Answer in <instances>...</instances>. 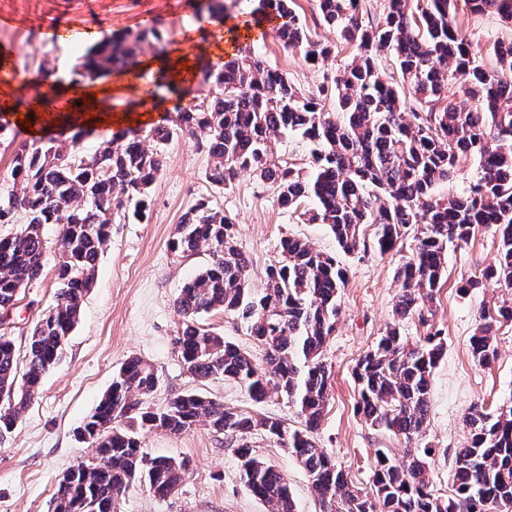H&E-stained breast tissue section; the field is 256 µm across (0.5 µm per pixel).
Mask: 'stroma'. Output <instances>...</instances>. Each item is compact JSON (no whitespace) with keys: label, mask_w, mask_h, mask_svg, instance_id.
<instances>
[{"label":"stroma","mask_w":512,"mask_h":512,"mask_svg":"<svg viewBox=\"0 0 512 512\" xmlns=\"http://www.w3.org/2000/svg\"><path fill=\"white\" fill-rule=\"evenodd\" d=\"M227 15L215 20L203 0H0V66L11 64L26 82L23 90L0 88V97L24 99L29 109L47 113L62 88L72 86L74 70L89 45L99 39L135 31L153 23L168 35L167 51L192 61L226 52L229 29L244 24L256 0H224ZM296 10L315 39L334 43L335 55L322 67L308 66L300 53L284 49L274 32L255 39L253 48L271 65L286 73L304 91L315 90L324 72L341 68L352 55L351 46L326 29L315 12L314 0H296ZM457 23L483 58L488 69L496 62L488 49L495 40L512 39V19L486 12L470 13L459 6ZM0 198L13 188L12 156L18 142L29 140L13 113L0 112ZM164 166L147 200V217L112 223L110 242L101 254L93 284L85 295L78 322L69 336L63 359L42 379L38 397L11 431L0 434V512H51V497L61 475L93 451L78 441L75 431L112 383L127 358L136 356L154 368L159 383L147 399L151 408L164 407L174 396L197 390L241 412L258 413L296 424L295 409L283 397L256 402L233 382L198 381L190 376L174 352V339L183 318L175 307L180 288L209 262L207 252L183 257L170 248L181 215L201 199L211 200L235 222L239 243L251 260V288L261 289L266 269L280 256L286 237L308 240L317 249L334 253L333 235L283 210L277 193L249 174H240L229 188L207 179L211 160L194 141L176 137L164 149ZM49 254L42 277L22 289L18 301L0 325V334L25 353L28 332L56 303V264L61 227L43 228ZM497 252L492 230L479 228L467 244L448 249V279L432 306L430 323L442 329L446 352L436 367L430 394V413L424 433L412 443L376 430L356 410L357 387L352 371L394 320L398 293L395 271L399 254L379 256L357 252L343 256L348 280L338 303L336 331L323 358L332 367L327 412L317 435L360 488H368L373 451L390 449L405 460L407 448L428 449L427 462L436 488L449 494L452 453L467 432L463 418L469 408L484 404L495 409L512 400V321L497 332L498 358L479 366L470 338L482 307L512 305V288L494 282L470 293L459 291L462 279L480 274ZM429 323V324H430ZM256 455L274 464L288 479L297 512H315L308 477L286 451L255 435ZM148 456L187 459L189 475L170 497L158 499L136 486L122 496L119 512H269L268 505L241 485L238 460L223 434L199 424L174 435L152 430L142 437Z\"/></svg>","instance_id":"1"}]
</instances>
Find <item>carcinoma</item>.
Segmentation results:
<instances>
[{"label": "carcinoma", "mask_w": 512, "mask_h": 512, "mask_svg": "<svg viewBox=\"0 0 512 512\" xmlns=\"http://www.w3.org/2000/svg\"><path fill=\"white\" fill-rule=\"evenodd\" d=\"M456 2L386 0L383 22L373 26L365 23L360 0H317L321 20L353 47V56L325 74L312 94L259 55L240 52L221 68L201 69L202 89L177 112L175 124L149 130L150 145L126 131L101 150L79 156L76 140L89 134L83 127L66 140L19 143L11 171L15 191L0 201V223L20 214L24 224L13 237L0 239V311L15 305L17 286L42 275L44 225H61L62 250L57 302L30 330L20 378L15 346L0 335V427L9 429L21 419L43 376L61 361L110 224L145 210L164 148L179 135L207 152V178L216 186H230L246 171L272 185L285 210L296 213L303 202H314L301 216L326 225L345 252L366 246L367 224L376 227L373 244L381 256L412 240L410 256L395 272V313L401 319L416 314L425 320L445 275L448 245L467 242L479 226L494 228L498 237L496 257L482 277L512 288V40L493 43L498 67L488 70L455 21ZM291 3L258 0L255 23L279 19L276 34L283 47L317 66L333 48L309 35ZM466 5L473 13L494 11L512 19V0ZM145 42L162 53L166 34L150 26L104 38L87 50L75 74L93 81L124 71L136 63ZM383 53L396 72L389 79L378 64ZM458 75L468 78L461 92L469 107L448 100V84ZM289 134L300 138L308 166L284 164L270 153L268 142ZM467 159L477 161L469 184L452 196L436 195V185L450 181ZM172 248L185 257L204 249L211 258L176 299L183 324L174 347L188 372L196 379L232 381L257 402L280 394L296 408L301 426L228 408L197 391L152 410L145 400L158 386L157 374L143 360L129 358L79 426L83 442L96 448L95 462H81L68 469L71 480H58L53 512H72L77 499L86 502L85 512H103L105 504L118 505L135 482L155 497L179 488L189 462L147 456L140 435L158 428L178 435L198 424L224 435L237 456L241 483L271 512H296L295 501L287 477L248 444L257 433L301 465L318 512H512L511 401L493 412L481 404L469 408L467 441L453 454L450 498L434 493L427 462L418 455L401 466L386 449H375L370 487L361 489L318 444L332 380L322 353L335 332L347 278L335 255L286 237L257 293L249 286L250 259L232 218L207 201L182 216ZM214 310L246 327L264 348L263 364L201 324V316ZM503 320H512L511 305L480 310L470 338L478 364L497 357V325ZM445 345L439 330L413 344L399 325L391 326L353 371L357 410L366 422L408 439L422 433Z\"/></svg>", "instance_id": "cac0c4a2"}]
</instances>
